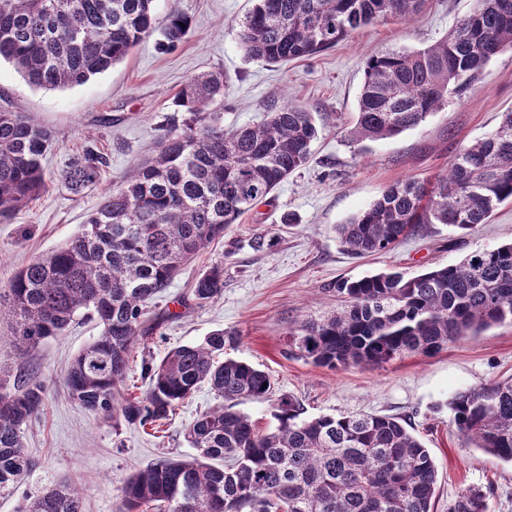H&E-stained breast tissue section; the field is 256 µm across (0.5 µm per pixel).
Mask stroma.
Returning a JSON list of instances; mask_svg holds the SVG:
<instances>
[{"mask_svg":"<svg viewBox=\"0 0 512 512\" xmlns=\"http://www.w3.org/2000/svg\"><path fill=\"white\" fill-rule=\"evenodd\" d=\"M251 6L252 0H155L157 20L180 11L191 22L189 34L171 46L155 31L131 56L73 87L31 86L12 63L0 61V99L57 133L43 161L44 191L0 216V297L23 265L74 235L103 194L152 156L167 128L180 124L175 98L188 78L223 71L228 129L259 124L272 107L293 100L313 112L320 128L308 163L270 202L246 213L186 264L152 301L149 316L160 325L135 355L129 393L147 389L143 365L158 364L171 349L220 329L225 356L268 372L276 395L294 396L307 416L363 411L410 423L438 469L435 512H448L457 493L470 486L490 490L491 512H512V464L463 447L448 411L455 393L512 376V324L462 338L431 356L409 353L378 368L315 366L291 355L288 335L290 327L335 310L340 300L330 286L338 279L387 269L414 276L458 263L475 250L512 243V202L466 234L425 224L378 254L351 255L336 234L338 224L387 186L441 174L459 150L496 129L502 114L512 111V49L492 58L462 95L449 98L422 125L354 143L349 130L367 57L395 46L418 50L435 44L469 15L474 0H426L409 22L369 26L313 58L283 64L244 58L237 23ZM89 146L104 153L108 164L95 186L75 194L59 175ZM289 214L294 223H285ZM261 232L274 236L272 246L254 247ZM216 263L224 267L223 295L202 306L179 305ZM99 332L96 320L80 318L22 355L8 321H0V381L12 384L15 373L25 370L45 389L44 405L23 437L35 469L13 494L0 497V512H16L26 494L57 480L79 486L84 512H119L126 479L160 458L189 455L185 428L217 405L209 387H200L156 431L95 416L69 398L64 373Z\"/></svg>","mask_w":512,"mask_h":512,"instance_id":"35a3bbf8","label":"stroma"}]
</instances>
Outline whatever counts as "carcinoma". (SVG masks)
Here are the masks:
<instances>
[{"instance_id": "cac0c4a2", "label": "carcinoma", "mask_w": 512, "mask_h": 512, "mask_svg": "<svg viewBox=\"0 0 512 512\" xmlns=\"http://www.w3.org/2000/svg\"><path fill=\"white\" fill-rule=\"evenodd\" d=\"M253 2L238 23L244 57L284 63L312 58L363 27L406 20L424 0ZM156 24L154 0H0V59L38 88L81 85L127 58ZM189 29L178 11L165 19L171 44ZM508 47L512 0H475L436 44L370 55L352 140L391 138L421 125ZM223 101L224 73L189 78L175 99L182 121L166 131L155 156L105 193L79 232L16 272L0 317L8 316L22 354L61 335L77 316L97 320L101 333L72 358L65 384L70 398L104 420L155 426L202 385L224 399L185 429L194 457L160 459L124 483L123 512H434L435 462L395 417H307L296 398L282 395L277 425L257 431L237 406L271 398L270 376L224 357L222 330L170 350L145 367V395H126L131 358L149 335L152 298L305 166L319 135L313 113L290 100L258 126L226 131ZM56 137L31 115L0 106V214L41 193L43 159ZM105 163L88 147L60 178L79 193L96 185ZM509 200L512 112L457 153L445 173L390 185L336 231L347 252L363 256L394 248L419 224L468 232ZM334 290L346 297L344 306L289 330L299 357L338 369L379 367L407 353L434 355L450 342L512 324V243L413 277L381 272L341 281ZM223 292L224 267L215 264L191 295L203 305ZM43 402V385L29 374L15 375L10 389L0 385V496L33 472L22 438ZM448 410L463 446L512 462V377L456 393ZM19 512H82L81 493L55 485L27 497ZM448 512H489L487 496L466 488Z\"/></svg>"}]
</instances>
